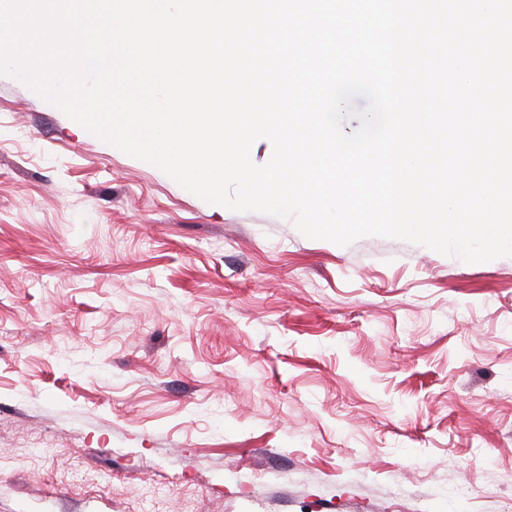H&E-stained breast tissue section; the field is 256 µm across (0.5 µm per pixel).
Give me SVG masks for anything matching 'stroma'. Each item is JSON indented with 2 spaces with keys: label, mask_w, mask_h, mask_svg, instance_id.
<instances>
[{
  "label": "stroma",
  "mask_w": 512,
  "mask_h": 512,
  "mask_svg": "<svg viewBox=\"0 0 512 512\" xmlns=\"http://www.w3.org/2000/svg\"><path fill=\"white\" fill-rule=\"evenodd\" d=\"M0 512H512V256L307 238L0 74Z\"/></svg>",
  "instance_id": "stroma-1"
}]
</instances>
